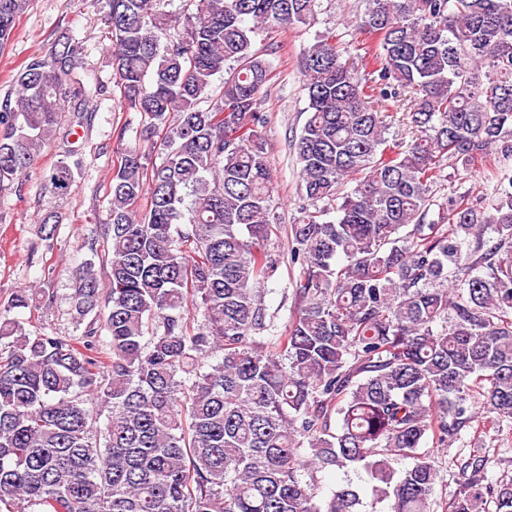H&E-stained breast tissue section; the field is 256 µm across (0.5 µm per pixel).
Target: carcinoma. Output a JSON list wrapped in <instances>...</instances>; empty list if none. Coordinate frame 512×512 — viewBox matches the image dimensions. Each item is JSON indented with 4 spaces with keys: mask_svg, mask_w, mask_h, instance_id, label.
Segmentation results:
<instances>
[{
    "mask_svg": "<svg viewBox=\"0 0 512 512\" xmlns=\"http://www.w3.org/2000/svg\"><path fill=\"white\" fill-rule=\"evenodd\" d=\"M30 2L0 0V53ZM98 2L127 109L163 152L126 148L112 170L108 288L92 262L75 272L82 335L12 316L40 288L0 303V509L512 512V480L485 481L481 448L436 499L433 454L512 420V0H364L357 29L379 42L364 74L328 36L305 51L300 189L338 216L291 225L298 307L268 340L260 285L280 224L255 39L310 24L319 0H182L181 18L170 0ZM82 52L59 39L12 76L0 188L81 111ZM217 74L223 95L203 108ZM406 88L408 144L372 105ZM479 161L487 204L435 199L445 168ZM75 182L60 161L43 190ZM357 465L365 491L318 497L319 471Z\"/></svg>",
    "mask_w": 512,
    "mask_h": 512,
    "instance_id": "1",
    "label": "carcinoma"
}]
</instances>
